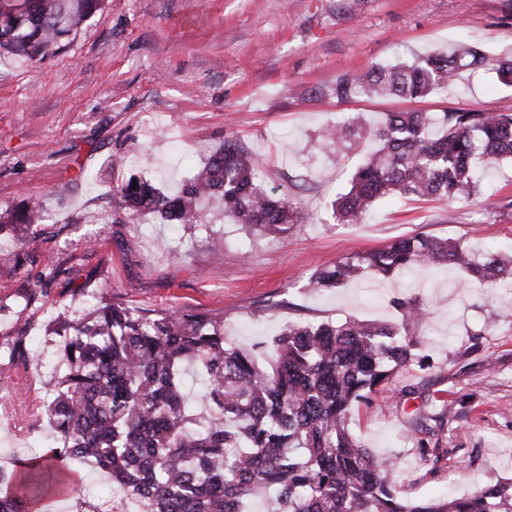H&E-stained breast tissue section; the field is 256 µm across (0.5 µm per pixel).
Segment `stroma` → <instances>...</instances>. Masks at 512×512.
<instances>
[{"label": "stroma", "mask_w": 512, "mask_h": 512, "mask_svg": "<svg viewBox=\"0 0 512 512\" xmlns=\"http://www.w3.org/2000/svg\"><path fill=\"white\" fill-rule=\"evenodd\" d=\"M467 39L489 58L512 57V0H107L103 16L66 52L31 68L0 56V207L44 200L41 222L0 233V346L18 344L13 379L0 389V473L43 452L48 422L28 412L44 398L58 342L56 316L80 320L97 296L143 311L180 310L223 320L235 342L262 354L290 322L392 321L390 300L412 292L428 319L419 360L376 394L350 431L373 453H394L404 497L463 496L512 478V288L465 285L443 264L385 278L372 274L319 294L308 277L338 258L418 233L472 251L512 248V164L481 181L483 196L453 204L393 197L356 224L336 223L330 203L361 157L325 127L361 112L512 113V87L495 70L462 74L421 100H307L344 75L412 61ZM262 157L261 184L309 211L287 240L233 224L206 204L184 228L131 221L114 189L141 177L176 191L224 139ZM450 418L439 436L447 461L430 468L406 421L420 406ZM76 491L50 512L82 503L109 512L112 479L72 461Z\"/></svg>", "instance_id": "35a3bbf8"}]
</instances>
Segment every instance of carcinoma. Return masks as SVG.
<instances>
[{
    "label": "carcinoma",
    "instance_id": "obj_1",
    "mask_svg": "<svg viewBox=\"0 0 512 512\" xmlns=\"http://www.w3.org/2000/svg\"><path fill=\"white\" fill-rule=\"evenodd\" d=\"M103 10L104 0H0V52L35 67ZM488 64L479 48L459 42L346 75L329 96L425 97ZM365 133L378 146L362 155L348 189L331 203L341 224L357 223L391 196L451 203L474 195L475 160L490 168L512 161L511 112H389L374 126L357 113L327 128L324 140L350 144ZM258 170V158L227 139L178 191L139 178L116 187L115 196L133 218L156 215L166 224H196L200 202L214 200L246 230L285 237L309 215L267 191ZM41 209L32 198L1 209L0 230L36 223ZM440 263L489 290L512 277V257L417 234L341 257L313 272L307 287L340 288L371 271L390 276ZM391 305L393 322H290L262 361L203 313L147 314L106 303L89 324L61 323V387L43 406L49 450L18 459L9 477L0 474V512H43L47 498L71 495L73 459L112 475L111 512H252L258 500L265 512H512V480L457 498L409 500L397 484L398 461L350 433V420L417 357L414 329L426 310L412 295ZM189 368L205 387L197 413L185 395ZM446 416L421 409L407 424L428 434L426 420L441 424Z\"/></svg>",
    "mask_w": 512,
    "mask_h": 512
}]
</instances>
